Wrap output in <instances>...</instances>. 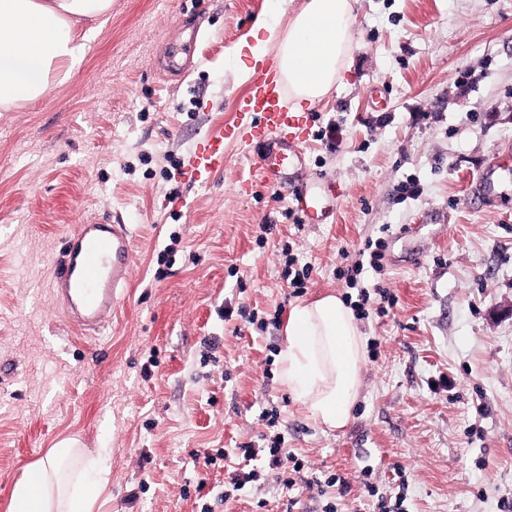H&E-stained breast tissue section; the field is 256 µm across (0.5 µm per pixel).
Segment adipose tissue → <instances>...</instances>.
Segmentation results:
<instances>
[{
    "label": "adipose tissue",
    "mask_w": 512,
    "mask_h": 512,
    "mask_svg": "<svg viewBox=\"0 0 512 512\" xmlns=\"http://www.w3.org/2000/svg\"><path fill=\"white\" fill-rule=\"evenodd\" d=\"M112 12V0H0V110L45 95L83 64ZM353 0H304L287 29L267 15L252 42L231 55L274 54L292 110L321 101L337 84L353 49ZM278 357L279 379L309 418L328 431L353 420L363 385L367 338L353 309L335 293L292 306ZM38 482L13 489L9 512H96L109 470L76 441L53 448L36 467Z\"/></svg>",
    "instance_id": "adipose-tissue-1"
}]
</instances>
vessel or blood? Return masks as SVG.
<instances>
[{
	"mask_svg": "<svg viewBox=\"0 0 512 512\" xmlns=\"http://www.w3.org/2000/svg\"><path fill=\"white\" fill-rule=\"evenodd\" d=\"M283 85L279 77L260 75L252 81L242 111L251 113V127L272 135L293 125L294 113L282 106ZM223 133L209 135L197 143L182 162L187 182L202 184L224 169ZM294 146L278 149L266 157L256 170L257 179L274 186L281 161L294 153ZM345 190L340 182L314 183L297 198L296 209L305 222L325 221L330 212L327 199L340 198ZM132 235L126 225L102 220L82 224L67 239L65 260L56 268L51 289L56 301L65 309L68 321L86 331H102L108 324L122 288L129 281Z\"/></svg>",
	"mask_w": 512,
	"mask_h": 512,
	"instance_id": "b4317fda",
	"label": "vessel or blood"
}]
</instances>
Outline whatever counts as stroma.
<instances>
[{
  "label": "stroma",
  "mask_w": 512,
  "mask_h": 512,
  "mask_svg": "<svg viewBox=\"0 0 512 512\" xmlns=\"http://www.w3.org/2000/svg\"><path fill=\"white\" fill-rule=\"evenodd\" d=\"M270 0H112L82 67L0 112V512L61 439L102 454L99 512H503L512 502V0H355L337 88L305 110L282 189L253 182L274 138L186 183L182 158L248 92L228 49ZM197 57L188 72L171 53ZM334 124V138L324 135ZM339 180L331 224L293 196ZM129 226L130 282L110 326L76 333L49 280L66 234ZM377 245L357 287L341 272ZM312 267L301 295L288 261ZM384 288L354 421L327 432L278 381L297 298ZM275 412L268 426L265 415ZM283 437L301 483L265 450ZM252 446L257 481L224 461ZM336 475L345 486L319 490ZM207 489H199V481Z\"/></svg>",
  "instance_id": "obj_1"
}]
</instances>
